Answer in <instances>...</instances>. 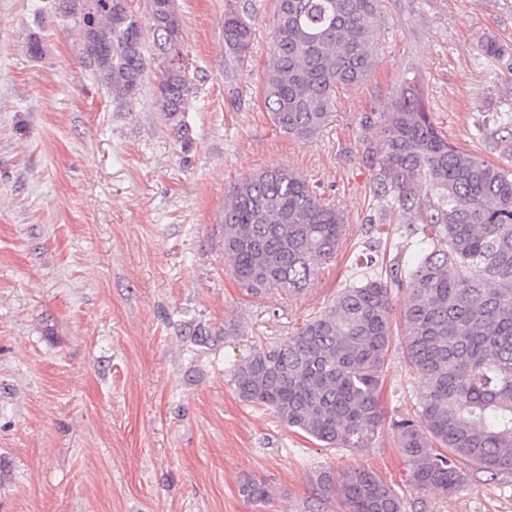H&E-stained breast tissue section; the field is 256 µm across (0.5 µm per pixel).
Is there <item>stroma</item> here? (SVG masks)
<instances>
[{
	"label": "stroma",
	"mask_w": 512,
	"mask_h": 512,
	"mask_svg": "<svg viewBox=\"0 0 512 512\" xmlns=\"http://www.w3.org/2000/svg\"><path fill=\"white\" fill-rule=\"evenodd\" d=\"M50 2L0 0V512H306L309 475L357 466L407 512H512V472L471 468L446 499L410 486L391 422L417 418L423 395L402 335L363 451L323 447L241 402L230 381L252 344L296 336L364 273L368 238L409 261L396 216L372 197L359 124L405 79L423 85L449 141L512 164V69L480 50L488 37L512 50V0H381L375 70L338 93L308 140L279 130L263 103L275 0H244L252 49L237 67L226 0H175L195 87L175 119L154 77L132 96L108 93L81 62L78 17ZM276 167L342 210L347 232L301 294L253 297L224 265V198ZM189 323L241 334L198 347ZM246 474L274 498L246 502Z\"/></svg>",
	"instance_id": "35a3bbf8"
}]
</instances>
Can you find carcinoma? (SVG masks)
<instances>
[{"instance_id": "1", "label": "carcinoma", "mask_w": 512, "mask_h": 512, "mask_svg": "<svg viewBox=\"0 0 512 512\" xmlns=\"http://www.w3.org/2000/svg\"><path fill=\"white\" fill-rule=\"evenodd\" d=\"M381 0H275L271 49L262 73L264 104L284 133L310 138L326 124L339 89L360 86L373 72ZM63 17L78 14L82 63L113 96L134 94L153 47L164 58L180 42L174 0H151L147 22L127 0H55ZM153 46H147V39ZM250 22L224 7V49L244 63ZM161 111L189 109L193 87L180 67L160 63ZM371 191L382 210L402 219L418 249L410 264H384L368 244L366 264L384 274L343 288L297 336L254 344L231 366L234 392L271 410L328 448L363 450L382 418V376L393 338L391 293L407 292L401 314L407 354L424 395L418 420L392 421L409 483L443 498L467 479L468 465L512 470V166L486 161L443 135L424 90L404 81L395 97L363 114ZM344 213L324 202L288 168L259 170L224 199V259L252 296L273 289L298 294L316 263L336 254ZM198 346L220 333L199 325ZM448 449L443 454L435 445ZM316 509L340 501L347 512H406L403 497L369 468H330L310 476ZM248 502L272 498L249 475L239 484Z\"/></svg>"}]
</instances>
